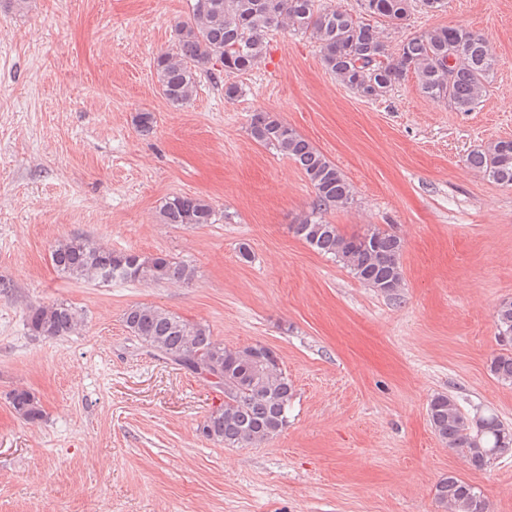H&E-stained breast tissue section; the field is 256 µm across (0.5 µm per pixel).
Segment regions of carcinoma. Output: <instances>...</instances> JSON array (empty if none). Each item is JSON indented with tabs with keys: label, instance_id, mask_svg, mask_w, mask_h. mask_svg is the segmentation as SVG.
I'll return each instance as SVG.
<instances>
[{
	"label": "carcinoma",
	"instance_id": "carcinoma-1",
	"mask_svg": "<svg viewBox=\"0 0 512 512\" xmlns=\"http://www.w3.org/2000/svg\"><path fill=\"white\" fill-rule=\"evenodd\" d=\"M447 5L448 0H360L357 16L320 0H193L188 18L175 25L176 51L154 60L156 80L165 100L183 107L196 93L201 76L218 65L227 78L224 99L232 101L239 88L230 78L261 63L266 31L281 26L318 43L325 70L362 99L383 98L413 74L422 96L456 112H469L489 92L498 67V58L481 33L463 26H438L411 34L393 48L377 26L384 22L402 29L416 11L438 13ZM249 132L256 143L295 163L314 189L309 210L290 225L294 236L334 258L360 283L387 297L399 295L404 287L401 238L376 226L347 235L326 218L328 212L345 210L355 202L354 187L342 170L268 111L252 114ZM466 162L492 182L512 186V139L489 143L469 154ZM158 217L163 224L193 227L216 223L217 214L207 199L181 194L161 201ZM51 261L70 278L102 283L189 284L196 276L194 266L166 253L115 251L82 237L57 242ZM495 319L501 342L511 345L512 298L499 302ZM123 322L138 341L187 368V373L219 377L213 385L224 401L199 426L206 439L228 448L258 447L288 425L295 389L270 348H228L209 327L148 304L127 308ZM82 323L81 313L65 301L32 305L26 317L29 335L47 339L71 336ZM489 371L497 381L512 384V350L494 355ZM7 400L23 420H42L43 406L31 391L14 389ZM427 414L442 443L475 470L487 469L498 448L512 455V429L493 413L471 415L451 396L438 393ZM435 502L441 512H492L482 492L453 474L437 482Z\"/></svg>",
	"mask_w": 512,
	"mask_h": 512
}]
</instances>
